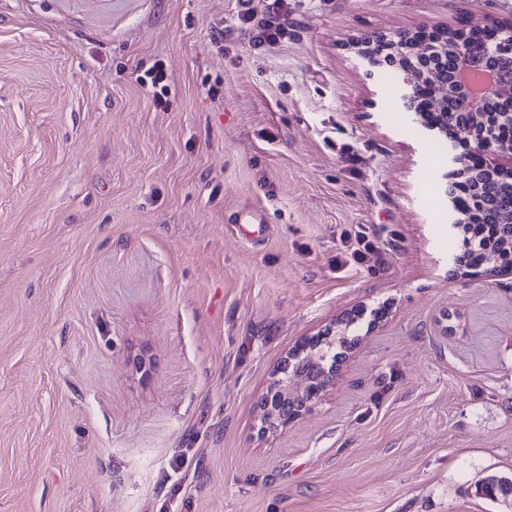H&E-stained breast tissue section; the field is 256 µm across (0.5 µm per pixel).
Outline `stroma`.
Masks as SVG:
<instances>
[{
  "mask_svg": "<svg viewBox=\"0 0 512 512\" xmlns=\"http://www.w3.org/2000/svg\"><path fill=\"white\" fill-rule=\"evenodd\" d=\"M466 20L512 0H288L259 47L235 0H0V512H512L475 493L512 475V271L453 272L448 167L351 49ZM347 240L350 242L347 250L352 249V251L348 253L349 257L346 256V258L342 259L340 256L336 259V269L338 270L347 266L351 260L356 262L360 261L364 252L380 251L379 247L376 246L373 241L368 240V237L363 232H358L356 234L355 242L351 241L350 236L347 237ZM298 360L295 353L287 354L272 375L263 400L264 414L260 429L264 433L286 427L311 410L333 384L336 368L324 366L317 347L306 358ZM301 362L310 363L313 368L304 370ZM296 378L300 379V383L296 382ZM297 400L302 403L298 405Z\"/></svg>",
  "mask_w": 512,
  "mask_h": 512,
  "instance_id": "1",
  "label": "stroma"
}]
</instances>
